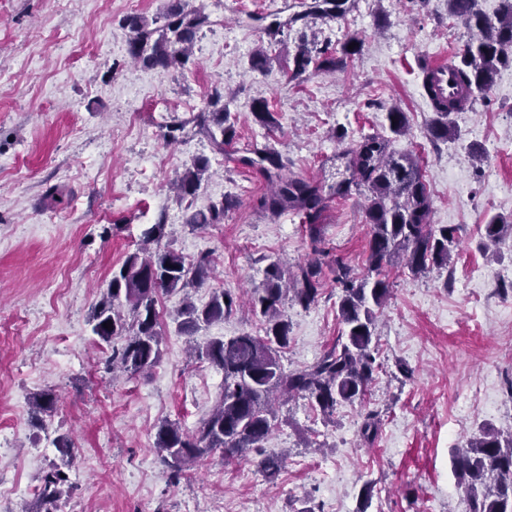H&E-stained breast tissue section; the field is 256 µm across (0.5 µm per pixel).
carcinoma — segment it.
Here are the masks:
<instances>
[{
    "label": "carcinoma",
    "instance_id": "obj_1",
    "mask_svg": "<svg viewBox=\"0 0 512 512\" xmlns=\"http://www.w3.org/2000/svg\"><path fill=\"white\" fill-rule=\"evenodd\" d=\"M448 14L462 19L473 36L460 62L448 63L463 92L461 97L439 98L431 83L433 69L423 72V85L435 114L429 134L435 139L448 137L450 114L464 107L475 94L488 92L498 66L512 63V0H501L500 12L493 20L476 8V0H448ZM164 19L162 26L153 29L142 17L123 19L131 32L130 56L151 68H183L190 61L195 34L207 22V16L189 7V0H170ZM352 43L355 47L351 49ZM360 48L361 42L351 38L343 44L341 56L326 57L320 66L330 70L342 67ZM312 62V49L304 41L294 55L293 74H303ZM386 120L391 134L405 133V113L394 108L386 113ZM193 121L214 151L224 153V144L235 135L230 113L224 107V89H212ZM390 143L391 139L377 133L354 144L351 179L337 188L341 195L352 185L364 186L370 192L366 208V223L371 229L368 261L376 275L373 281L361 278L342 258H336L332 273L341 290L338 312L344 333L313 365L284 371L279 353L291 342V326L280 305L287 297L304 309L313 305L322 289V267L313 260L292 273L279 261L270 263L263 282L253 289L249 300L252 312L260 316L261 332H243L227 340L217 338L194 348L198 359L224 373V390L214 411L191 434L170 420L156 427L154 450L172 479L179 480L184 470L214 451L228 460L259 452L273 427V401L277 396L307 398L323 416L330 417L338 406L365 394L376 371L378 313L390 294L382 268L399 265L418 274L430 264L445 266L459 231L455 226L436 228L429 223L431 199L419 161L411 153H394ZM254 153L257 158H247L244 163L259 166L270 183L260 207L272 220L290 209L301 212L310 236L317 239L318 220L326 207L321 189L286 175L288 159L279 151L264 147ZM209 168V159L201 157L173 180L181 198L196 194ZM232 203L226 197L205 212H192L186 215L185 224L193 229L221 224ZM165 228L160 221L142 231L138 248L112 272L109 288L92 310V333L112 347L109 364L113 373L140 374L160 361L158 292L201 288L212 277L209 256L188 262L162 244ZM511 231L512 224L497 218L485 225V237L494 242ZM236 307L233 295L224 289L211 292L202 305L187 298L177 310L178 331L192 336L201 326L224 320ZM106 322L110 323L108 329L104 328ZM116 339L122 340L118 347L113 346ZM55 400L50 390L36 393L31 398L32 410L36 414L46 412ZM56 448L60 463L52 464L45 472L37 497L26 512H58L62 497L72 492L63 473L72 463L73 446L61 437ZM454 463L458 484L465 491L467 512H512V433L504 437L492 428L485 429L466 447L455 449Z\"/></svg>",
    "mask_w": 512,
    "mask_h": 512
}]
</instances>
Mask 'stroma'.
Returning a JSON list of instances; mask_svg holds the SVG:
<instances>
[{"instance_id": "obj_1", "label": "stroma", "mask_w": 512, "mask_h": 512, "mask_svg": "<svg viewBox=\"0 0 512 512\" xmlns=\"http://www.w3.org/2000/svg\"><path fill=\"white\" fill-rule=\"evenodd\" d=\"M167 3L0 0V512L32 501L60 436L75 448L60 512H464L455 449L487 426L512 432V234L482 247L492 216L512 219V65L450 115L456 138L436 142L420 63L459 59L469 39L448 0H345L333 16L307 13L304 0H191L208 22L187 67L133 63L124 18H158ZM352 38L363 46L344 68L292 75L301 41L337 56ZM260 51L267 63L256 69ZM217 85L229 93L235 128L220 154L191 123ZM256 100L274 126L255 121ZM393 108L405 112L408 132L391 148L418 158L430 223L460 228L448 264L417 275L387 268L375 382L330 418L304 398L277 405L262 451L284 460L275 478L258 470L262 453L227 462L217 452L172 480L153 449L154 427L168 419L195 430L224 375L190 359L174 320L183 295L163 292L160 362L112 379L111 349L89 317L113 269L160 221L165 244L187 259L210 254L214 277L193 299L205 303L222 288L239 305L201 330L200 343L259 331L247 299L271 261L293 269L319 247L367 275L366 192L334 191L351 177V144L386 133ZM266 146L287 156L290 176L327 196L318 239L296 212L274 220L262 212L269 183L245 160ZM201 156L210 177L181 201L170 182ZM225 196L234 205L223 223L185 225L188 210ZM340 295L328 278L309 308L285 302L284 369L312 365L335 343ZM47 389L54 407L32 416L30 397ZM371 412L379 428L369 440L362 426Z\"/></svg>"}]
</instances>
